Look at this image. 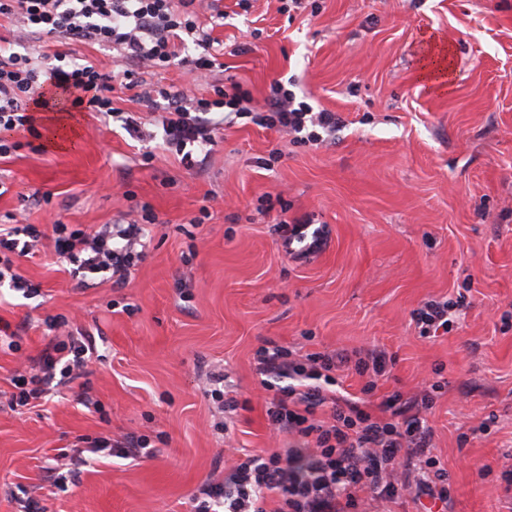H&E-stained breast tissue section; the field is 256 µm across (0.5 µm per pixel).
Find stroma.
I'll use <instances>...</instances> for the list:
<instances>
[{
    "label": "stroma",
    "mask_w": 512,
    "mask_h": 512,
    "mask_svg": "<svg viewBox=\"0 0 512 512\" xmlns=\"http://www.w3.org/2000/svg\"><path fill=\"white\" fill-rule=\"evenodd\" d=\"M312 3L285 13L283 0H221L211 35L224 67L209 83L186 86L179 67L143 78L199 97L236 82L258 105L291 78L342 117L335 142L305 146L239 119L198 172L161 149L143 161L116 123L41 112L29 146L0 160V225L22 214L43 234L17 261L37 296L0 286V323L20 330L0 347V512H193L225 458L283 444L255 369L268 339L393 353L376 405L444 381L429 420L451 512H512V0ZM442 49L446 73L426 72ZM145 203L157 222L126 288L81 285L55 256L54 221L93 230ZM283 212L327 224L325 249L289 261L273 230ZM461 293L458 328L419 338L413 311ZM57 315L94 342L88 383L13 406L12 379ZM214 368L236 412L208 393ZM130 432L166 440L148 458L74 462L81 441Z\"/></svg>",
    "instance_id": "obj_1"
}]
</instances>
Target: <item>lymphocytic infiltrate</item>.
<instances>
[{
	"instance_id": "1",
	"label": "lymphocytic infiltrate",
	"mask_w": 512,
	"mask_h": 512,
	"mask_svg": "<svg viewBox=\"0 0 512 512\" xmlns=\"http://www.w3.org/2000/svg\"><path fill=\"white\" fill-rule=\"evenodd\" d=\"M208 0H0V18L11 21L10 37H0V157L19 149L14 132L35 133V110L93 112L120 122L131 137L160 140L189 168H202L215 143V132L234 118L253 117L256 124L292 135L299 143L318 146L335 139L341 118L314 110L305 97L273 81L262 108L238 84L214 87L212 97H189L163 85L143 87V69L186 67L202 79L219 67L209 32L199 21ZM53 37L120 51L129 67L106 71L85 60L60 54L32 55L31 39ZM135 91L139 101L161 106L149 122L114 107L115 87ZM276 230L286 252L300 261L325 247L329 231L309 216L280 220ZM55 252L80 282L109 276L125 286L131 268L145 254L147 230L138 219L105 224L88 232L65 224L54 226ZM39 233L30 224L0 227V285L23 296L35 289L14 267V256L33 254ZM463 298L431 299L414 310L420 337L448 334ZM92 343L71 336L47 344L40 372L14 379V404L42 398L53 382L68 383L87 375ZM261 385L267 393V415L274 431L284 435V450H254L224 463L222 477L200 485L193 495L195 512H364L363 495L380 503L414 496L420 512H447L451 498L448 471L432 448L428 416L440 382L414 393L399 391L373 414L365 401L395 359L372 348L350 359L344 352L305 355L266 341L256 352ZM353 364L357 374L373 373L360 399L337 396L336 368Z\"/></svg>"
}]
</instances>
